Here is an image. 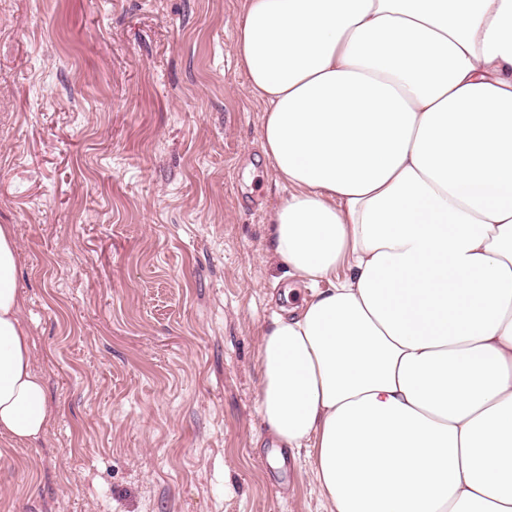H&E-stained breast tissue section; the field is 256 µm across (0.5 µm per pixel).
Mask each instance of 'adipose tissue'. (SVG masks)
Returning <instances> with one entry per match:
<instances>
[{"label": "adipose tissue", "mask_w": 512, "mask_h": 512, "mask_svg": "<svg viewBox=\"0 0 512 512\" xmlns=\"http://www.w3.org/2000/svg\"><path fill=\"white\" fill-rule=\"evenodd\" d=\"M288 186L299 304L258 414L327 512H512V0H245L234 47ZM0 225V435L51 421Z\"/></svg>", "instance_id": "ef3b65f1"}]
</instances>
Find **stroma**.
<instances>
[{
    "mask_svg": "<svg viewBox=\"0 0 512 512\" xmlns=\"http://www.w3.org/2000/svg\"><path fill=\"white\" fill-rule=\"evenodd\" d=\"M243 0H0V225L52 419L0 512H324L257 411L288 188L234 54Z\"/></svg>",
    "mask_w": 512,
    "mask_h": 512,
    "instance_id": "35a3bbf8",
    "label": "stroma"
}]
</instances>
